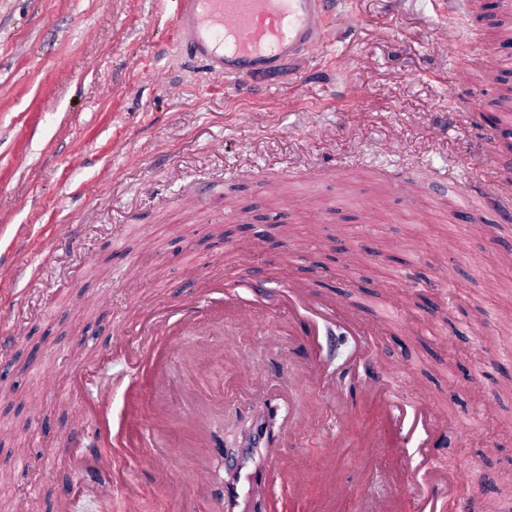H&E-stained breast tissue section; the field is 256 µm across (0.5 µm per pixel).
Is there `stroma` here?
Instances as JSON below:
<instances>
[{
    "label": "stroma",
    "instance_id": "1",
    "mask_svg": "<svg viewBox=\"0 0 512 512\" xmlns=\"http://www.w3.org/2000/svg\"><path fill=\"white\" fill-rule=\"evenodd\" d=\"M352 23L296 74L229 87L192 64L170 21L173 0H0V332L16 340L0 359V512H50L60 487L44 481L78 417L68 399L77 361L103 355L88 397L112 400V425L137 448L115 463L140 512H218L208 497L176 499L154 473L155 450L190 488V431L174 418L161 436L145 424L158 402L194 398L212 412L208 449L226 472L252 415L278 403L279 461L332 469L350 490L336 512H363L385 493L384 471L417 459L374 407L354 404L336 420V397L363 379L346 326L327 320L315 351L333 384H293L305 350L264 333L278 318L282 287L310 282L335 293L375 333L388 386L447 422L435 464L470 471L458 498L467 512H512V227L483 213L458 223L448 179L483 180L512 194V154L500 151L512 114L487 123L495 84L470 81L475 110L454 112L460 73L512 49L492 42L485 9L458 18L447 0H342ZM357 178L343 175V168ZM406 171L426 190L418 207L385 181ZM259 240L249 259L241 251ZM298 246L287 252L286 243ZM360 254L351 261L350 250ZM225 287L263 284L266 319L240 330L194 331L170 356L168 385L133 369L116 349L142 306L179 304L212 278ZM223 346L198 374L184 352ZM51 386H44L46 373ZM136 394L142 422L126 418ZM306 429L292 430L298 412ZM343 445H325L331 424ZM377 437L380 459L357 455ZM325 488L298 496L282 485L266 512H322ZM70 512H124L121 493L74 488Z\"/></svg>",
    "mask_w": 512,
    "mask_h": 512
}]
</instances>
